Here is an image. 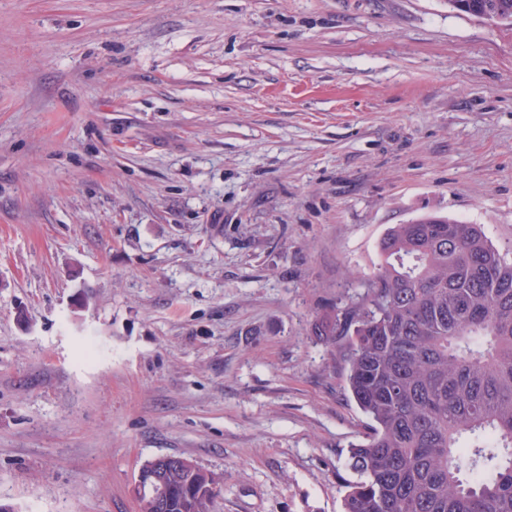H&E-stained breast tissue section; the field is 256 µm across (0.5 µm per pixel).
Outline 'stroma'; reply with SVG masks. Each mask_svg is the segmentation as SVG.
Returning <instances> with one entry per match:
<instances>
[{
  "mask_svg": "<svg viewBox=\"0 0 512 512\" xmlns=\"http://www.w3.org/2000/svg\"><path fill=\"white\" fill-rule=\"evenodd\" d=\"M425 214L512 259V30L446 0H0V505L343 512L315 334ZM196 473L204 475L211 488L203 484L204 481L197 487L194 480ZM215 485V477L190 460L182 457H156L142 465L135 481L139 512H145V507H150L151 511L148 512H168L173 496L184 494L187 489H190L188 501H191V495L197 489L192 507L182 508L177 500L169 512H209V503L214 495L212 487Z\"/></svg>",
  "mask_w": 512,
  "mask_h": 512,
  "instance_id": "1",
  "label": "stroma"
}]
</instances>
